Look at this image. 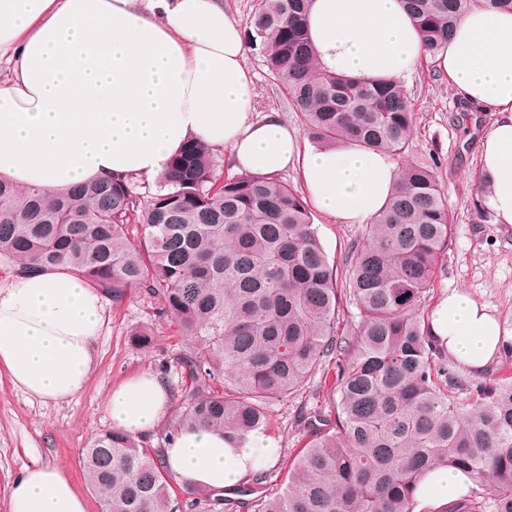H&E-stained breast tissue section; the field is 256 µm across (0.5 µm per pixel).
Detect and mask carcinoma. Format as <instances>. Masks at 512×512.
Masks as SVG:
<instances>
[{
	"label": "carcinoma",
	"instance_id": "obj_1",
	"mask_svg": "<svg viewBox=\"0 0 512 512\" xmlns=\"http://www.w3.org/2000/svg\"><path fill=\"white\" fill-rule=\"evenodd\" d=\"M311 0H257L244 39L264 59L316 145L355 143L403 159L413 127L398 81L352 80L323 67L308 34ZM474 0H403L433 57ZM444 192L429 169L401 164L386 206L345 255L338 282L303 196L275 177L224 178L218 155L190 143L142 201L131 178L66 190L0 178V270L65 265L120 305L137 295L188 338L173 432L222 431L244 441L269 402L337 368L325 412L288 466L285 487L260 471L236 491L253 512H412L433 467L464 470L469 493L440 512H512V376L468 383L442 359L418 308L450 236ZM360 321L336 332L340 294ZM144 349L154 323L130 330ZM464 395L459 396L457 392ZM164 448L115 430L81 458L106 512H236L209 490L171 494Z\"/></svg>",
	"mask_w": 512,
	"mask_h": 512
}]
</instances>
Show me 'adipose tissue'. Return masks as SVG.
Instances as JSON below:
<instances>
[{
    "label": "adipose tissue",
    "mask_w": 512,
    "mask_h": 512,
    "mask_svg": "<svg viewBox=\"0 0 512 512\" xmlns=\"http://www.w3.org/2000/svg\"><path fill=\"white\" fill-rule=\"evenodd\" d=\"M309 38L321 63L351 79L400 80L423 50L402 0H313ZM241 28L224 0H0V177L65 189L95 178L163 176L189 141L228 149L233 168L271 176L288 167L322 212L361 224L388 202L390 154L357 145L314 147L277 112L251 117L253 77ZM457 96L495 115L479 146L481 205L512 227V12L477 0L437 57ZM104 321L99 294L65 267L0 286V371L43 401L72 398L91 370ZM434 342L473 374L505 345L486 306L453 291L429 314ZM168 409L163 380L139 374L110 396L113 429L153 431ZM278 459L258 435L233 446L223 433L182 431L164 463L183 486L224 492ZM468 475L439 466L417 485L438 510L464 495ZM9 512H87L54 466L26 467Z\"/></svg>",
    "instance_id": "1"
}]
</instances>
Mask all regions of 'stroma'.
<instances>
[{
    "instance_id": "obj_1",
    "label": "stroma",
    "mask_w": 512,
    "mask_h": 512,
    "mask_svg": "<svg viewBox=\"0 0 512 512\" xmlns=\"http://www.w3.org/2000/svg\"><path fill=\"white\" fill-rule=\"evenodd\" d=\"M245 64L253 76V117L273 110L289 128H297L296 115L287 100L276 94L261 56L247 51ZM403 86L414 108L405 159L435 172L445 192L452 226L437 277L420 299V313L428 315L448 291L460 290L487 305L500 320H511L512 227L495 223L491 213L478 204V145L494 115L478 109L463 111L447 76L432 58L420 59ZM313 222L330 263L343 264L348 245L362 234L361 226L338 223L318 210ZM103 304L105 324L93 342L91 373L79 395L45 403L0 376V512H9L12 482L24 467L35 463L54 466L68 477L85 497L88 512H105L80 463L82 450L92 435L111 430V393L135 374L150 371L159 375L172 397L168 415L146 436L147 446L161 445L175 422L181 388L178 359L188 350L189 341L160 323L152 347L137 349L128 333L147 321L144 301L134 297L116 305L107 298ZM335 378V366H323L298 395L269 404L266 433L280 448L273 469L274 489L282 488L289 462L307 441L305 418L331 400Z\"/></svg>"
}]
</instances>
